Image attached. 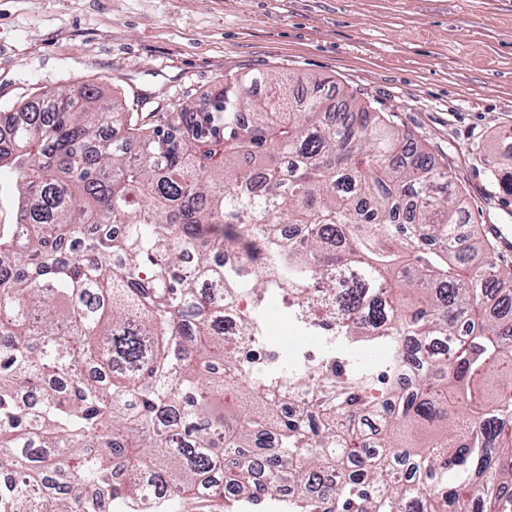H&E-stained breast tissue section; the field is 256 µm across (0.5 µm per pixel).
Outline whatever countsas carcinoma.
I'll return each instance as SVG.
<instances>
[{
    "mask_svg": "<svg viewBox=\"0 0 512 512\" xmlns=\"http://www.w3.org/2000/svg\"><path fill=\"white\" fill-rule=\"evenodd\" d=\"M326 84L259 73L157 119L82 84L0 116V512L512 503V307L488 292L512 264L459 238L426 146ZM488 173L512 196V152ZM272 288L324 378L225 346L224 296L257 326Z\"/></svg>",
    "mask_w": 512,
    "mask_h": 512,
    "instance_id": "cac0c4a2",
    "label": "carcinoma"
}]
</instances>
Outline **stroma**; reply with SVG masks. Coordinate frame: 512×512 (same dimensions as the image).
Segmentation results:
<instances>
[{"mask_svg":"<svg viewBox=\"0 0 512 512\" xmlns=\"http://www.w3.org/2000/svg\"><path fill=\"white\" fill-rule=\"evenodd\" d=\"M270 70L360 93L448 166L472 214L512 225L483 149L512 129V0H0V110L91 82L143 112Z\"/></svg>","mask_w":512,"mask_h":512,"instance_id":"35a3bbf8","label":"stroma"}]
</instances>
